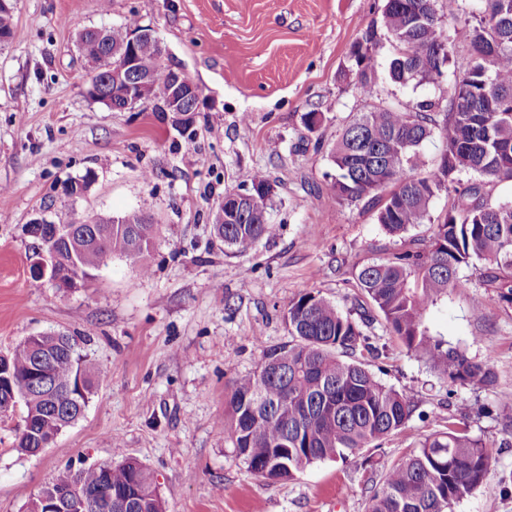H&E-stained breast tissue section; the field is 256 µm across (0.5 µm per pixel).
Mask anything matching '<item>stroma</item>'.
<instances>
[{
  "mask_svg": "<svg viewBox=\"0 0 512 512\" xmlns=\"http://www.w3.org/2000/svg\"><path fill=\"white\" fill-rule=\"evenodd\" d=\"M384 0H17L14 34L0 48V353L29 336L65 333L107 378L83 416L42 453L15 448L26 409L0 418V512H23L67 468L136 459L153 472L166 512H368L385 468L419 439L456 420L491 455L489 474L455 512H512V306L484 284L481 260L460 271L464 288L432 305L431 334L476 360L489 359L492 388L451 383L426 358L376 326L380 359L369 367L409 398L416 415L399 433L346 460L313 463L272 483L236 458L221 428L234 378L266 349L288 341L284 313L307 290L345 313L362 265L429 240L446 213L439 194L429 219L405 237L387 235L375 208L331 198L328 151L355 113L369 109L343 78L361 30ZM483 0H459L444 21L449 63L438 81L393 84L379 70L380 102L447 100L470 59ZM76 25L134 23L153 29L170 61L202 90L195 112L153 104L116 112L91 99ZM325 112L315 133L306 112ZM273 186V235L245 254L215 242L209 215L245 172ZM152 172L144 180V172ZM90 177L78 199L63 183ZM58 224L141 209L159 227L144 258H114L70 291L29 274L25 226L43 202ZM481 305H473V296Z\"/></svg>",
  "mask_w": 512,
  "mask_h": 512,
  "instance_id": "1",
  "label": "stroma"
}]
</instances>
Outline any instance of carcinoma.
<instances>
[{"instance_id": "carcinoma-1", "label": "carcinoma", "mask_w": 512, "mask_h": 512, "mask_svg": "<svg viewBox=\"0 0 512 512\" xmlns=\"http://www.w3.org/2000/svg\"><path fill=\"white\" fill-rule=\"evenodd\" d=\"M501 2L485 0L484 16L470 34V62L455 79L447 107L432 99L409 106L373 104L354 115L330 149L333 198L348 205L376 203L377 223L389 235L424 223L440 193L452 202L424 247L359 269L357 285L376 315L364 311L356 320L319 293L303 292L284 314L290 340L266 350L257 371L233 380L222 429L236 457L255 476L293 480L317 461L343 460L375 447L409 422L413 402L382 383L362 360L366 354L380 355L371 332L378 317L408 351L430 359L451 382L495 384L490 360L446 347L429 334L424 319L438 298L465 287L459 271L475 259L487 262L486 282L512 305V204L492 203L483 192L487 182L512 181V14L501 13ZM13 29L14 11L0 6V46L9 42ZM137 30L128 25L77 30L91 79L113 100L121 92L112 82L115 51ZM386 42L393 48L387 62L393 84L406 87L442 77L438 61L449 54L438 0H385L380 18L353 42L344 77L355 80L369 100L377 95L378 58ZM137 73L149 78L151 101L167 99L170 77L157 42L138 44ZM459 85L468 87L461 101ZM435 135L444 152L431 165L421 148ZM268 186L255 171L244 177L238 192ZM211 223L215 237L237 253L252 250L274 231L263 197L242 215L218 206ZM71 228V236L55 243L58 269L81 271L82 287L114 257L143 258L158 233V225L142 211L125 214L116 224ZM36 345L31 348L25 339L12 347L0 378V417L14 409L7 401L11 390L26 408L16 442L22 454L52 442L77 421L105 377L72 336L45 335ZM40 354L47 359V384L35 387L30 373ZM488 472L486 446L450 417L445 430L419 440L404 460L385 469L370 512H454ZM71 482L114 493L133 485L134 512H165L153 473L136 460L68 470L51 486Z\"/></svg>"}]
</instances>
